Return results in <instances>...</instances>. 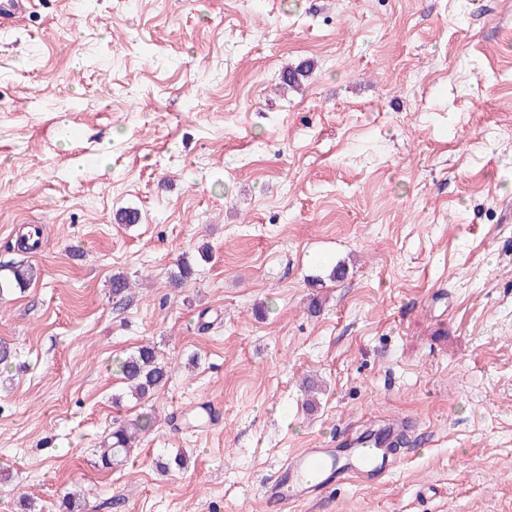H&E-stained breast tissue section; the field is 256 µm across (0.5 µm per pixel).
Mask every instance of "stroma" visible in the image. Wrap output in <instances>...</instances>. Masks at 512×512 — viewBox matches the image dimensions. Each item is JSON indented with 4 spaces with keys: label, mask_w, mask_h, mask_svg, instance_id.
Segmentation results:
<instances>
[{
    "label": "stroma",
    "mask_w": 512,
    "mask_h": 512,
    "mask_svg": "<svg viewBox=\"0 0 512 512\" xmlns=\"http://www.w3.org/2000/svg\"><path fill=\"white\" fill-rule=\"evenodd\" d=\"M21 263L0 512H265L289 455L392 420L391 474L290 512H512V0H34L0 30ZM146 344L174 371L138 400ZM121 380L128 383L130 391L137 399L149 397L155 388L168 378V366L157 362L153 347L141 346L133 354L116 362ZM150 425L146 419L144 425L136 424L134 430L119 426L102 442L100 452V465L106 469L124 466L134 448V439L138 431L146 430Z\"/></svg>",
    "instance_id": "1"
}]
</instances>
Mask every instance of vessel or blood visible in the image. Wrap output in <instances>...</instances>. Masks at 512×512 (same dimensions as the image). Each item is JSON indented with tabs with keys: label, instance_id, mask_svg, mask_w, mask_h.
<instances>
[{
	"label": "vessel or blood",
	"instance_id": "vessel-or-blood-1",
	"mask_svg": "<svg viewBox=\"0 0 512 512\" xmlns=\"http://www.w3.org/2000/svg\"><path fill=\"white\" fill-rule=\"evenodd\" d=\"M395 427L380 432L378 440L355 439L345 448H304L293 454L263 487L268 512H288L290 503L323 493L354 477L362 483L389 475L396 464Z\"/></svg>",
	"mask_w": 512,
	"mask_h": 512
}]
</instances>
